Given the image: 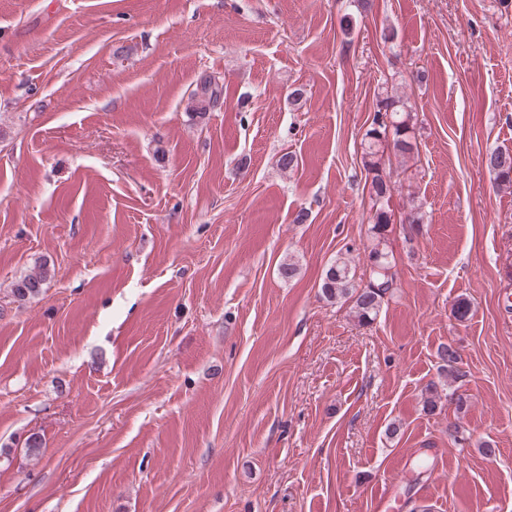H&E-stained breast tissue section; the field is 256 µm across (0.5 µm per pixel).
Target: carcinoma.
<instances>
[{"label": "carcinoma", "mask_w": 512, "mask_h": 512, "mask_svg": "<svg viewBox=\"0 0 512 512\" xmlns=\"http://www.w3.org/2000/svg\"><path fill=\"white\" fill-rule=\"evenodd\" d=\"M218 96V88L209 80L204 81L198 93L199 106L203 112ZM377 116L371 128L367 130L363 142L364 166L371 174L370 195L377 204L371 231L381 236L388 224L392 223V215L381 202L391 190L390 174L386 173L382 164L380 148L383 145L399 157L411 158L418 152V146L409 135L410 114L401 108L399 101L392 96L376 99ZM485 166L495 176L498 186L512 188V151L492 148L485 154ZM355 273L348 262L338 258L324 274L321 289L329 300L351 302V310L358 322L369 324L377 316L384 298L395 285V274L391 272L388 253L375 250L371 256V269L367 284L358 288L354 285ZM46 276L40 272L23 279L15 288L16 296L26 300L38 296Z\"/></svg>", "instance_id": "cac0c4a2"}]
</instances>
